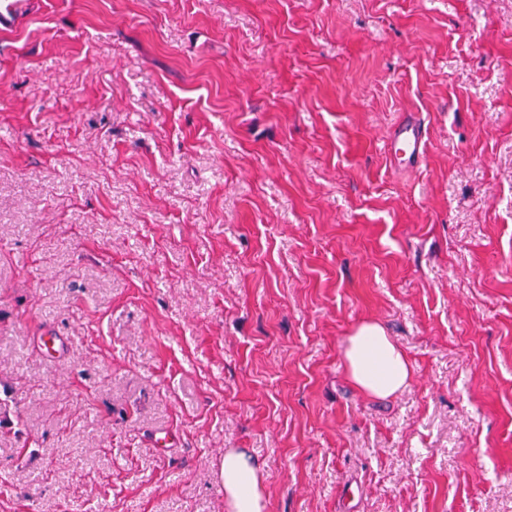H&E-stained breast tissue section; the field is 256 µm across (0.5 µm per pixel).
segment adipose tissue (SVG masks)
I'll list each match as a JSON object with an SVG mask.
<instances>
[{"label": "adipose tissue", "mask_w": 512, "mask_h": 512, "mask_svg": "<svg viewBox=\"0 0 512 512\" xmlns=\"http://www.w3.org/2000/svg\"><path fill=\"white\" fill-rule=\"evenodd\" d=\"M343 357L352 384L371 397L388 398L411 380L408 354L378 321L368 320L354 329L346 339ZM221 476L229 512H265L263 479L246 453L227 450Z\"/></svg>", "instance_id": "obj_1"}]
</instances>
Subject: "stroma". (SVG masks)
Returning <instances> with one entry per match:
<instances>
[{
	"label": "stroma",
	"mask_w": 512,
	"mask_h": 512,
	"mask_svg": "<svg viewBox=\"0 0 512 512\" xmlns=\"http://www.w3.org/2000/svg\"><path fill=\"white\" fill-rule=\"evenodd\" d=\"M366 320L411 359L389 399L346 375ZM230 448L267 512H512V0L0 31V512H228ZM426 129L417 119L399 123L387 137L385 147L391 164L400 169L416 168L426 148Z\"/></svg>",
	"instance_id": "stroma-1"
}]
</instances>
